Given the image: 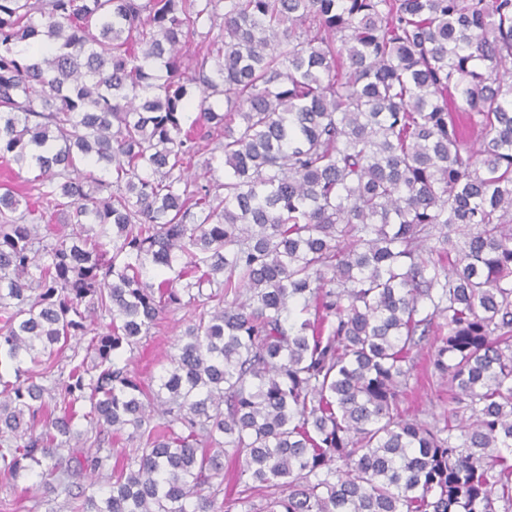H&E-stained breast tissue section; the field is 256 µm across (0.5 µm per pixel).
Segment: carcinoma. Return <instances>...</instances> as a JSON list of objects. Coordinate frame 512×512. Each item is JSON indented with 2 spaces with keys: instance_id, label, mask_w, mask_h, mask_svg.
I'll use <instances>...</instances> for the list:
<instances>
[{
  "instance_id": "1",
  "label": "carcinoma",
  "mask_w": 512,
  "mask_h": 512,
  "mask_svg": "<svg viewBox=\"0 0 512 512\" xmlns=\"http://www.w3.org/2000/svg\"><path fill=\"white\" fill-rule=\"evenodd\" d=\"M509 59L512 0H0V162L38 170L0 192V474L216 512L230 455V507L512 512ZM181 307L154 389L121 354ZM430 335L442 425L399 411ZM224 464V483L217 488L216 483L213 488L205 487L204 495H214L216 506H222L226 500L234 499L238 496L240 486L239 475L241 461H235L231 457L222 458Z\"/></svg>"
}]
</instances>
